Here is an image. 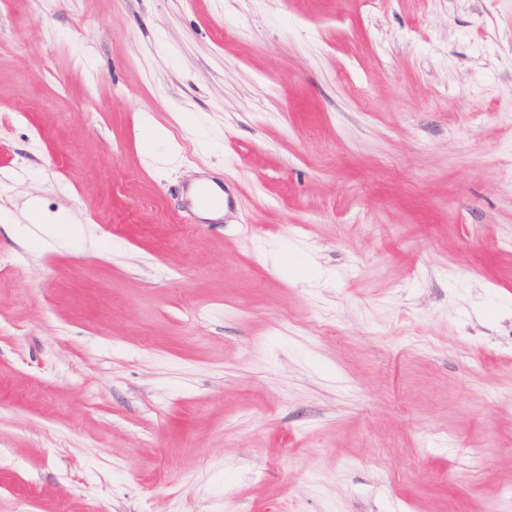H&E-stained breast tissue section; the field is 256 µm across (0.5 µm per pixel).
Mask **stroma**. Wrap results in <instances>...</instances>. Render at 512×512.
<instances>
[{"label": "stroma", "mask_w": 512, "mask_h": 512, "mask_svg": "<svg viewBox=\"0 0 512 512\" xmlns=\"http://www.w3.org/2000/svg\"><path fill=\"white\" fill-rule=\"evenodd\" d=\"M510 486L512 0H0V512Z\"/></svg>", "instance_id": "obj_1"}]
</instances>
